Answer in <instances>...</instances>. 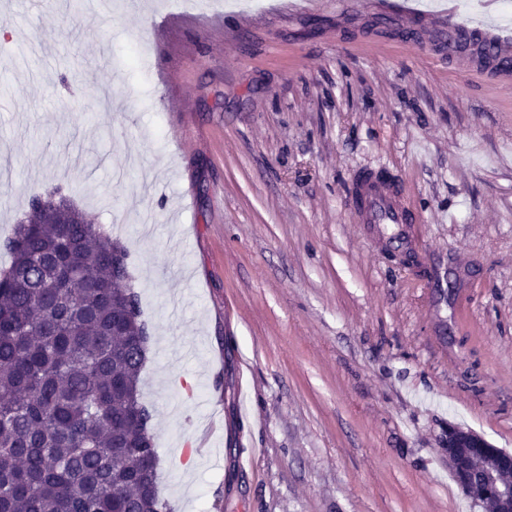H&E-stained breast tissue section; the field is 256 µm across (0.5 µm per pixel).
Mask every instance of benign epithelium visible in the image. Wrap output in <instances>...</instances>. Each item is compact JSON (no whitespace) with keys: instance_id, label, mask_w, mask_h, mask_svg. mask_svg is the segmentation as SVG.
Segmentation results:
<instances>
[{"instance_id":"7a95c632","label":"benign epithelium","mask_w":512,"mask_h":512,"mask_svg":"<svg viewBox=\"0 0 512 512\" xmlns=\"http://www.w3.org/2000/svg\"><path fill=\"white\" fill-rule=\"evenodd\" d=\"M448 468L461 489L484 486L490 498H474L477 512L491 502L493 512H512V454L504 453L476 432L448 425Z\"/></svg>"}]
</instances>
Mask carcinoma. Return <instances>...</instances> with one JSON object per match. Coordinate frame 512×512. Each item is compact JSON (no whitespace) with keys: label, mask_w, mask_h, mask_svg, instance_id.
<instances>
[{"label":"carcinoma","mask_w":512,"mask_h":512,"mask_svg":"<svg viewBox=\"0 0 512 512\" xmlns=\"http://www.w3.org/2000/svg\"><path fill=\"white\" fill-rule=\"evenodd\" d=\"M61 188L0 235V512H166L124 245Z\"/></svg>","instance_id":"obj_1"}]
</instances>
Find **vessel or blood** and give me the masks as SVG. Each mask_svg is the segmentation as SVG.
Instances as JSON below:
<instances>
[{"label":"vessel or blood","instance_id":"obj_1","mask_svg":"<svg viewBox=\"0 0 512 512\" xmlns=\"http://www.w3.org/2000/svg\"><path fill=\"white\" fill-rule=\"evenodd\" d=\"M377 19L385 21L409 19L412 24L430 22L429 14L412 10L407 0H377ZM436 30L442 42L448 45V58L457 66L481 79L512 84V37L495 25L485 22L471 25L448 17ZM491 47L494 56L482 60L480 52ZM353 217L360 223L391 229L390 241L397 247L412 246V224L418 218L413 204L404 198L391 175L374 169L357 173L352 194Z\"/></svg>","mask_w":512,"mask_h":512}]
</instances>
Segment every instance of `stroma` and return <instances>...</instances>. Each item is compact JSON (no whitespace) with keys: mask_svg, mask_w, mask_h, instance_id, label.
I'll return each instance as SVG.
<instances>
[{"mask_svg":"<svg viewBox=\"0 0 512 512\" xmlns=\"http://www.w3.org/2000/svg\"><path fill=\"white\" fill-rule=\"evenodd\" d=\"M350 6L0 0V229L58 185L128 250L171 512H472L449 425L512 453V85ZM353 219L374 224L379 229L416 224L413 204L404 198L391 175L382 170L364 169L357 173L352 194Z\"/></svg>","mask_w":512,"mask_h":512,"instance_id":"obj_1","label":"stroma"}]
</instances>
